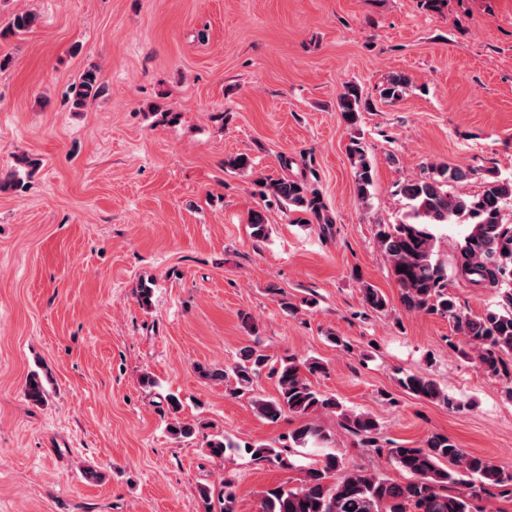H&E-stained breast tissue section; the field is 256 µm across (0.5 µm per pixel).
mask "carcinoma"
Listing matches in <instances>:
<instances>
[{"label":"carcinoma","mask_w":512,"mask_h":512,"mask_svg":"<svg viewBox=\"0 0 512 512\" xmlns=\"http://www.w3.org/2000/svg\"><path fill=\"white\" fill-rule=\"evenodd\" d=\"M104 89L99 67H87L71 88L72 108H84ZM361 106L358 85H346L338 103L345 120L355 123ZM348 153L354 168L356 197L364 202L373 183L371 161L358 141L352 142ZM469 178L468 171L441 164L435 168L434 177L407 181L401 193L408 200L409 210L399 223L379 225L376 237L401 289L405 308L448 319L454 333L472 351L475 367L487 376L497 377L508 372L507 361L512 360V219L504 211L512 200V179L491 174L475 194L456 189ZM261 194L285 209L311 214L320 224H331L323 214L318 192L302 181L272 179L263 183ZM442 224L466 226L463 243L450 267L435 253L434 228ZM450 275L475 288L497 293L496 307L478 316L464 313L448 291ZM363 302L366 308L377 312L387 307L385 296L370 285L363 288ZM265 370L276 379L277 394L272 398L255 394L257 379ZM324 372L326 366L318 358L301 362L286 356L272 362L253 346L242 348L234 365L226 370L198 367L200 376L207 379L233 377L235 386L230 394L250 396L256 412L272 423L287 412L304 418L321 411L339 413L341 427L358 437L363 446L386 455L409 479L393 481L365 466L349 465L328 452L316 466L305 471L300 486L267 490L260 512H474L473 501L490 487L512 495V469L465 452L444 434L429 436L418 448L393 441L385 446L379 444V422L373 415L348 411L336 397L316 390L311 378ZM400 385L419 399L448 407L458 405L435 381L423 376L407 375L400 379ZM24 393L35 405L45 402L47 391L37 373L28 376ZM332 442L331 434L321 425L306 422L283 437L279 447L264 443L242 447L217 432L205 441V448L213 459L245 449L255 461L287 465L292 449ZM198 495L202 512H214L216 502L219 512H235L236 490L230 479H224L218 490L202 486Z\"/></svg>","instance_id":"obj_1"}]
</instances>
